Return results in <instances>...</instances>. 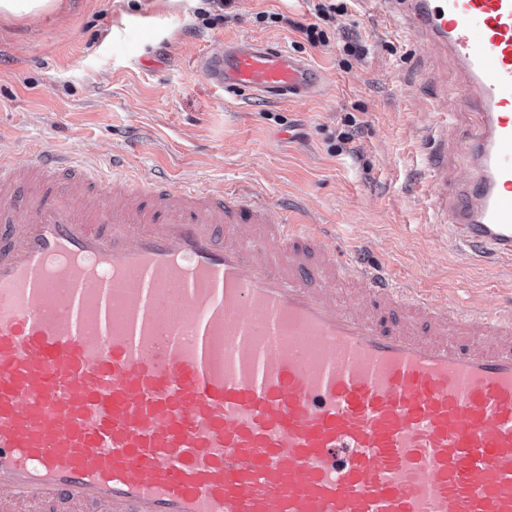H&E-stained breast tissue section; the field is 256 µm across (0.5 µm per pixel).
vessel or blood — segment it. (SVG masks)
I'll return each instance as SVG.
<instances>
[{
    "mask_svg": "<svg viewBox=\"0 0 512 512\" xmlns=\"http://www.w3.org/2000/svg\"><path fill=\"white\" fill-rule=\"evenodd\" d=\"M382 5L466 77L448 242L512 266V0ZM200 69L269 99L322 83L247 37ZM112 164L0 148V512H512V305L449 309L301 207Z\"/></svg>",
    "mask_w": 512,
    "mask_h": 512,
    "instance_id": "obj_1",
    "label": "vessel or blood"
}]
</instances>
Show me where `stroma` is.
I'll list each match as a JSON object with an SVG mask.
<instances>
[{
  "label": "stroma",
  "instance_id": "35a3bbf8",
  "mask_svg": "<svg viewBox=\"0 0 512 512\" xmlns=\"http://www.w3.org/2000/svg\"><path fill=\"white\" fill-rule=\"evenodd\" d=\"M203 0H60L37 16H0V144L15 162L29 148L121 158L174 183L248 187L306 201L336 227L346 250L387 263L401 281L438 291L451 306L512 300V272L485 273L449 250L432 197L469 177L457 150L470 121L464 73L444 48L422 52L417 34L376 0H355L321 23L311 47L299 25L311 0H232L200 16ZM279 13L278 23L258 20ZM268 40L322 75L304 101L267 102L210 85L198 60L233 36ZM362 55L345 56V43ZM447 151L448 176L427 166Z\"/></svg>",
  "mask_w": 512,
  "mask_h": 512
}]
</instances>
